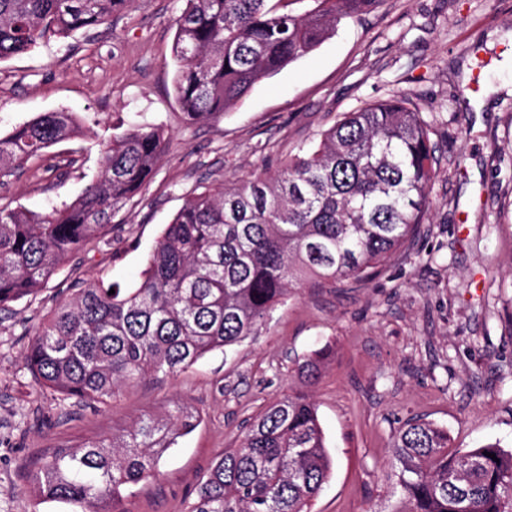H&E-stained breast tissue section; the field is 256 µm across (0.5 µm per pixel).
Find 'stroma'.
Returning a JSON list of instances; mask_svg holds the SVG:
<instances>
[{
  "label": "stroma",
  "instance_id": "1",
  "mask_svg": "<svg viewBox=\"0 0 512 512\" xmlns=\"http://www.w3.org/2000/svg\"><path fill=\"white\" fill-rule=\"evenodd\" d=\"M184 6L133 0L95 30L48 38L0 63V136L45 112L82 122L75 138L0 185L1 205L43 213L71 202L98 176L103 144L130 123L169 134L151 179L100 242L0 312V512H72L29 492L44 452L111 442L178 404L199 422L156 474L126 490L125 512H187L249 418L302 389L334 461L312 512L402 507L392 443L413 417L446 427L454 449H512V0H380L223 116L195 125L173 91ZM392 95L412 99L433 125L438 175L420 235L376 275L306 279L257 335L177 375L123 387L99 408L37 382L24 353L62 289L75 280L136 286L195 188L274 172L344 113ZM53 163L67 174L55 177ZM326 346L333 353L319 379L303 386L296 361Z\"/></svg>",
  "mask_w": 512,
  "mask_h": 512
}]
</instances>
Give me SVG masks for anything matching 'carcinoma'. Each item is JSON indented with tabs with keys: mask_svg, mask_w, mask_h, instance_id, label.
<instances>
[{
	"mask_svg": "<svg viewBox=\"0 0 512 512\" xmlns=\"http://www.w3.org/2000/svg\"><path fill=\"white\" fill-rule=\"evenodd\" d=\"M186 0L175 21L173 90L188 124L215 119L260 79L313 51L345 18L379 0ZM132 0H0V62L50 36L107 23ZM70 112H45L0 137V185L79 132ZM431 125L394 95L324 131L272 174L204 186L166 225L135 288L87 284L60 299L24 359L44 386L90 406L162 372L254 336L305 274L338 283L388 262L425 221L436 176ZM160 125L112 137L100 174L43 214L0 206V309L34 294L140 194L167 146ZM115 293H110V290ZM329 352L298 362L316 381ZM196 416L141 419L112 443L55 448L32 476L39 501L80 512H126L122 489L146 479ZM393 472L410 512H512V451L448 449V433L412 418L393 440ZM495 458L488 457V454ZM332 458L304 392L269 405L226 448L188 512H312Z\"/></svg>",
	"mask_w": 512,
	"mask_h": 512,
	"instance_id": "cac0c4a2",
	"label": "carcinoma"
}]
</instances>
